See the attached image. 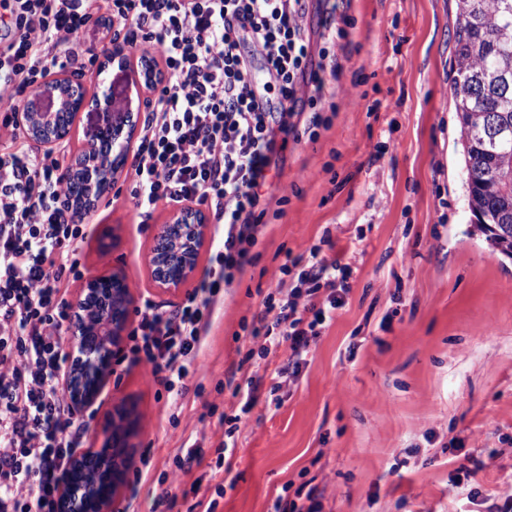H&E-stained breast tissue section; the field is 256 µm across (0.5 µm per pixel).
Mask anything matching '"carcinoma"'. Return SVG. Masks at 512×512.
I'll use <instances>...</instances> for the list:
<instances>
[{
	"mask_svg": "<svg viewBox=\"0 0 512 512\" xmlns=\"http://www.w3.org/2000/svg\"><path fill=\"white\" fill-rule=\"evenodd\" d=\"M455 112L479 230L512 256V0H457Z\"/></svg>",
	"mask_w": 512,
	"mask_h": 512,
	"instance_id": "carcinoma-1",
	"label": "carcinoma"
}]
</instances>
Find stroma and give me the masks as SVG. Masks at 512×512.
I'll list each match as a JSON object with an SVG mask.
<instances>
[{
    "label": "stroma",
    "instance_id": "obj_1",
    "mask_svg": "<svg viewBox=\"0 0 512 512\" xmlns=\"http://www.w3.org/2000/svg\"><path fill=\"white\" fill-rule=\"evenodd\" d=\"M347 13L332 126L289 145L271 188L285 213L224 292L183 395L126 361L75 414L87 451L101 446L114 405H135L127 512H187L200 499L216 512H271L286 484L307 480L320 512H484L486 500L512 495V258L469 210L452 85L456 0H351ZM130 179L90 213L80 270L120 273L134 300L175 308L184 295L161 292L146 262L170 209L142 222ZM315 248L349 265V292L294 375L287 344L257 358L265 340L241 323L263 294L288 297L281 264ZM231 373L263 379L248 413L224 386ZM225 414L241 417L226 471L216 466ZM194 443L201 465L179 469ZM470 455L480 466L454 487Z\"/></svg>",
    "mask_w": 512,
    "mask_h": 512
}]
</instances>
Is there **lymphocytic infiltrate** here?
<instances>
[{"mask_svg":"<svg viewBox=\"0 0 512 512\" xmlns=\"http://www.w3.org/2000/svg\"><path fill=\"white\" fill-rule=\"evenodd\" d=\"M321 2L315 45L305 32L306 0H0V365H13L0 372V512H58L81 436L59 378L70 359L61 338L70 318L65 294L80 274L74 243L87 215L67 203L64 153H36L18 132L29 94L54 72L101 70L99 51L81 38L87 30L159 57L166 69L145 105L129 195L142 220L165 202L205 207L224 227L213 266L183 305L168 311L146 298L133 309L129 352L171 392L196 358L222 290L252 263L268 218L282 215L269 207V188L289 143L318 141L332 124L326 79L340 75L336 50L353 20L333 0ZM245 34L276 100L254 90L240 50ZM280 270L297 276L292 296L267 293L251 333L287 342L296 374L344 306L350 268L314 249Z\"/></svg>","mask_w":512,"mask_h":512,"instance_id":"f902f5d3","label":"lymphocytic infiltrate"}]
</instances>
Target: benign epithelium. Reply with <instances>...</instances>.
I'll list each match as a JSON object with an SVG mask.
<instances>
[{
    "mask_svg": "<svg viewBox=\"0 0 512 512\" xmlns=\"http://www.w3.org/2000/svg\"><path fill=\"white\" fill-rule=\"evenodd\" d=\"M110 65L124 71L131 85L143 90L163 78L155 63L147 59L131 61L129 51L120 44L112 45V55L105 58V66ZM109 101L107 94L89 96L80 81L60 75L40 85L18 113L19 123L31 140L46 150L56 148L71 133V126H64L60 121L63 114L99 115L98 123L86 132L90 147L97 154L73 163V170L80 172L88 184L89 211L98 207L119 182L136 128L124 113L109 111ZM115 157L118 162L113 165L111 161ZM207 234V215L194 207L176 210L161 225L148 258L159 289L177 294L196 276ZM133 302L127 282L116 273L88 276L80 295L72 301L73 320L69 331L79 358L66 370L65 393L73 407L91 406L105 378L112 373V360L121 350ZM135 428L134 405L121 402L112 408L102 427L101 448L74 457L72 466L78 467L94 453L108 463V468L100 475H90L87 486L65 491L64 498L73 512H120L118 498L127 481L130 440Z\"/></svg>",
    "mask_w": 512,
    "mask_h": 512,
    "instance_id": "benign-epithelium-1",
    "label": "benign epithelium"
}]
</instances>
